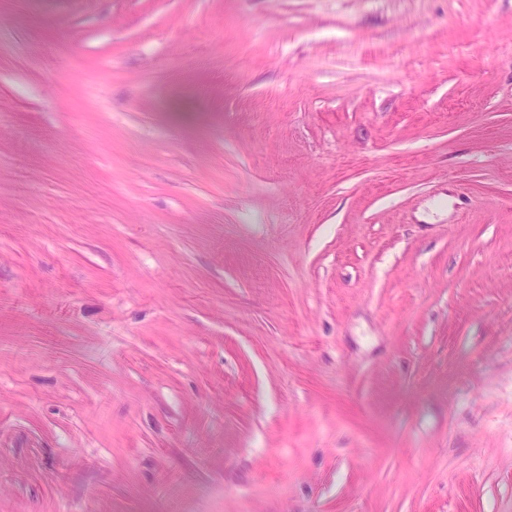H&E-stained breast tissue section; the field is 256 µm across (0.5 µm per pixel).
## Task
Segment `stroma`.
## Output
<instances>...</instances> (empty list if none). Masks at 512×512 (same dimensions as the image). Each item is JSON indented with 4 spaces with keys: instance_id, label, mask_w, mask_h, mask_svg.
I'll return each mask as SVG.
<instances>
[{
    "instance_id": "35a3bbf8",
    "label": "stroma",
    "mask_w": 512,
    "mask_h": 512,
    "mask_svg": "<svg viewBox=\"0 0 512 512\" xmlns=\"http://www.w3.org/2000/svg\"><path fill=\"white\" fill-rule=\"evenodd\" d=\"M0 512H512V0H0Z\"/></svg>"
}]
</instances>
